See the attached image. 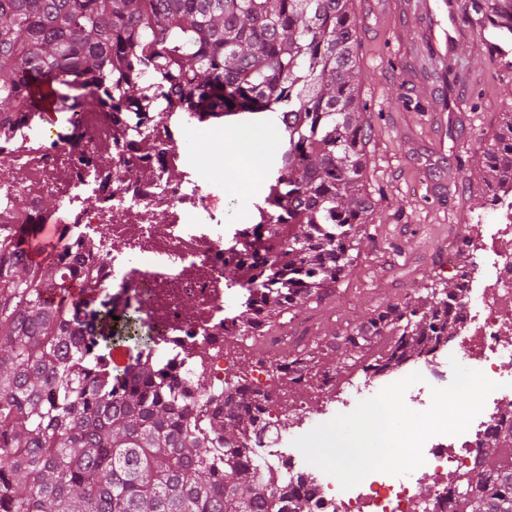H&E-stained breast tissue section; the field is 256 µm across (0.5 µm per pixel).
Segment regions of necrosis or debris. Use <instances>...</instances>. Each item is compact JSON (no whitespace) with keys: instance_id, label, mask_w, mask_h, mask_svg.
I'll return each instance as SVG.
<instances>
[{"instance_id":"4bbe7bcc","label":"necrosis or debris","mask_w":512,"mask_h":512,"mask_svg":"<svg viewBox=\"0 0 512 512\" xmlns=\"http://www.w3.org/2000/svg\"><path fill=\"white\" fill-rule=\"evenodd\" d=\"M199 125L188 117L184 99L175 97L163 119L150 121L142 141L126 139L123 125L96 111L49 132L32 124L10 130L0 137V223L50 224L75 239L103 236L106 256L82 253L73 265L91 268L100 292L114 301H139L153 336L146 359L184 381L191 399L200 397V377L215 393L246 387L271 410L293 397L295 418L287 431L253 436L248 446L262 464L311 481L313 512H454L455 477L482 472L481 450L501 421L497 403L511 394L512 190L493 205L494 224L472 240L473 273L457 334L423 355V380L411 386L410 405L431 402L432 388L447 381L453 359L498 382L499 390L466 432L425 442L422 470L372 473L345 490L307 463L293 441L309 432L312 403L328 414L354 409L376 395L380 375L365 372L340 387L329 370L298 382L284 367L260 364L250 375L239 373L241 338L228 302L248 294L235 264L253 240L252 227L225 223L224 197L209 159L183 151ZM111 148L121 149L119 161L99 166L97 154ZM12 195L16 206H4Z\"/></svg>"}]
</instances>
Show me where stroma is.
Masks as SVG:
<instances>
[{"label": "stroma", "mask_w": 512, "mask_h": 512, "mask_svg": "<svg viewBox=\"0 0 512 512\" xmlns=\"http://www.w3.org/2000/svg\"><path fill=\"white\" fill-rule=\"evenodd\" d=\"M397 0H355L361 30L359 51L363 99L373 109L368 184L378 202V216L366 225L356 262L347 277L316 306L274 315L275 326L297 322L309 329L300 340L266 351V364L315 341L329 339L362 320L379 303L399 302L424 293L427 286L450 281L448 258L477 224L492 221L481 207L483 184L478 164L490 144L504 104H512V78L501 77L483 55V43L472 33L454 60L469 72L472 86L448 92L449 112H441L431 83L411 74L407 60L419 32ZM251 127L235 154L215 144L212 126L198 129L183 145L189 153L207 155L224 171V221L239 223L238 194L251 184L266 186L272 162L281 150L274 114L225 118V138L240 125ZM263 167H255L256 158Z\"/></svg>", "instance_id": "obj_1"}]
</instances>
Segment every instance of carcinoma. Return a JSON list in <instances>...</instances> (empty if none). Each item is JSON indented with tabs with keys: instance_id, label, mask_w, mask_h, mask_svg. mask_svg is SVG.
I'll return each mask as SVG.
<instances>
[{
	"instance_id": "carcinoma-1",
	"label": "carcinoma",
	"mask_w": 512,
	"mask_h": 512,
	"mask_svg": "<svg viewBox=\"0 0 512 512\" xmlns=\"http://www.w3.org/2000/svg\"><path fill=\"white\" fill-rule=\"evenodd\" d=\"M354 0H0V125L45 88L55 111L140 112L175 89L194 111L288 117L273 209L260 246L237 268L260 289L236 316L251 335L268 317L319 302L348 275L377 200L367 191L372 113L359 92ZM420 69L452 85L450 59ZM490 205L512 187V116L483 150ZM32 262L19 225L0 223V512H311L312 493L254 462L244 442L267 424L246 389L188 421L175 377L141 362L149 328L133 306L81 279L73 289L62 232L40 238ZM431 296L379 304L326 347L370 369L397 368L454 335L469 254ZM119 319H112V315ZM383 350L366 357L375 345ZM136 347L123 372L112 350ZM314 349L288 356L297 379ZM512 427L482 448L485 473L460 476L456 512H512Z\"/></svg>"
}]
</instances>
